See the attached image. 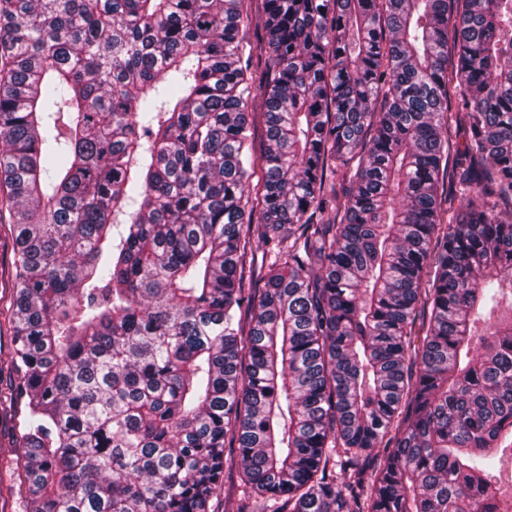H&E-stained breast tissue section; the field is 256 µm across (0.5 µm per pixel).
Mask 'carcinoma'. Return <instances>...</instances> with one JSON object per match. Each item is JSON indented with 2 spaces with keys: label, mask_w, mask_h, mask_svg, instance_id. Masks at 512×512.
Here are the masks:
<instances>
[{
  "label": "carcinoma",
  "mask_w": 512,
  "mask_h": 512,
  "mask_svg": "<svg viewBox=\"0 0 512 512\" xmlns=\"http://www.w3.org/2000/svg\"><path fill=\"white\" fill-rule=\"evenodd\" d=\"M0 186L32 512H502L512 0H0Z\"/></svg>",
  "instance_id": "carcinoma-1"
}]
</instances>
